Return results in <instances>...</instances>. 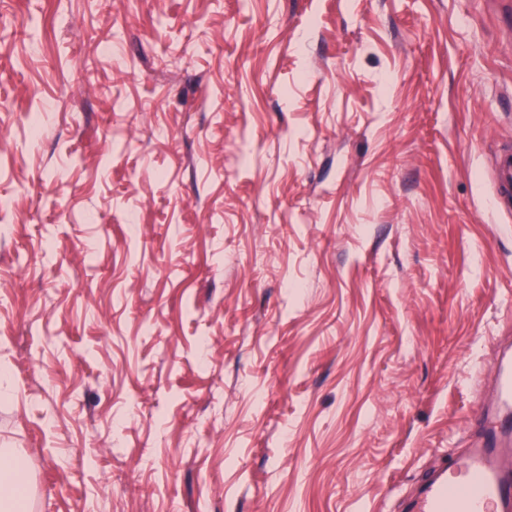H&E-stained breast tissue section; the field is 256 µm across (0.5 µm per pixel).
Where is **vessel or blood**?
<instances>
[{"instance_id": "vessel-or-blood-1", "label": "vessel or blood", "mask_w": 512, "mask_h": 512, "mask_svg": "<svg viewBox=\"0 0 512 512\" xmlns=\"http://www.w3.org/2000/svg\"><path fill=\"white\" fill-rule=\"evenodd\" d=\"M498 198H512V152L493 170ZM471 441L451 464L428 471L406 501V512H512V343L495 347L492 396L470 423Z\"/></svg>"}]
</instances>
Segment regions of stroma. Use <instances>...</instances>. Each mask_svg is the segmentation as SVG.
I'll return each mask as SVG.
<instances>
[{"label":"stroma","mask_w":512,"mask_h":512,"mask_svg":"<svg viewBox=\"0 0 512 512\" xmlns=\"http://www.w3.org/2000/svg\"><path fill=\"white\" fill-rule=\"evenodd\" d=\"M512 0H0V452L39 512H394L512 337ZM493 183L498 198H512V152L509 150L496 158Z\"/></svg>","instance_id":"1"}]
</instances>
